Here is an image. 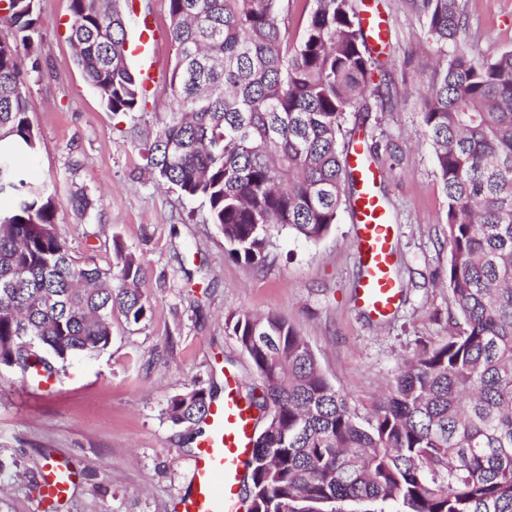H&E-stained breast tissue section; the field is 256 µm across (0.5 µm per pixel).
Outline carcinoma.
Masks as SVG:
<instances>
[{
    "label": "carcinoma",
    "instance_id": "1",
    "mask_svg": "<svg viewBox=\"0 0 512 512\" xmlns=\"http://www.w3.org/2000/svg\"><path fill=\"white\" fill-rule=\"evenodd\" d=\"M71 0L75 61L112 114L147 93L127 61L123 4ZM444 53L423 98L448 200V336L405 363L371 415L360 416L285 319H225L259 385L243 399L265 415L246 463L247 512H512V49L479 57L459 43L462 0H413ZM0 38V140L33 153L24 73L41 67L35 0H8ZM282 0H168L171 107L146 160L159 181L204 200L228 256L262 264L269 228L323 238L352 207L342 123L368 112L384 62L367 43L355 0H313L301 35L280 25ZM0 364L56 373L111 340L112 314L135 323L150 306L141 260L114 242L112 268L78 264L56 232L53 193L0 149ZM214 388L166 408L175 424L208 419Z\"/></svg>",
    "mask_w": 512,
    "mask_h": 512
}]
</instances>
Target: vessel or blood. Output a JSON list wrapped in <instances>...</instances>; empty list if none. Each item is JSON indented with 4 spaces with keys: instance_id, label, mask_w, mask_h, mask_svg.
<instances>
[{
    "instance_id": "1",
    "label": "vessel or blood",
    "mask_w": 512,
    "mask_h": 512,
    "mask_svg": "<svg viewBox=\"0 0 512 512\" xmlns=\"http://www.w3.org/2000/svg\"><path fill=\"white\" fill-rule=\"evenodd\" d=\"M350 166L358 182L354 200V247L362 264L356 302L376 316L390 314L399 301L392 278L394 229L377 193L378 170L354 149ZM210 432L199 443L192 468V490L182 499V512H242L240 490L245 463L252 453L253 411L238 395L235 377L224 379V399L209 411ZM72 476L54 467L45 477L44 495L62 501L70 493Z\"/></svg>"
}]
</instances>
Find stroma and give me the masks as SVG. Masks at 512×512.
<instances>
[{"label": "stroma", "instance_id": "35a3bbf8", "mask_svg": "<svg viewBox=\"0 0 512 512\" xmlns=\"http://www.w3.org/2000/svg\"><path fill=\"white\" fill-rule=\"evenodd\" d=\"M389 21L384 70L373 88L383 104L350 112L346 128L378 144V192L394 226L397 309L382 322L360 311L361 265L350 213L318 241L270 230V256L256 267L227 256L224 237L206 223L202 199H187L148 169L144 148L169 110L162 84L174 55L168 0H133L129 40L155 23L147 55L161 86L145 107L115 115L77 65L68 40L70 0H36L42 19L40 71L27 79L28 119L39 135L35 155L18 168L48 182L56 230L78 263L109 268L121 242L144 264L140 288L150 306L139 323L112 317V340L99 352L57 363L46 381L0 365V512H46L49 465L75 481L58 512H180L191 487L194 428L173 424L169 400L194 386L251 381L256 371L225 319L238 312L275 314L293 324L324 375L358 413H367L403 363L424 343L448 334L455 308L448 293V201L433 148L420 133L421 95L436 47L411 0H364ZM461 44L487 56L512 48V0H465ZM92 202L78 210L72 199Z\"/></svg>", "mask_w": 512, "mask_h": 512}]
</instances>
